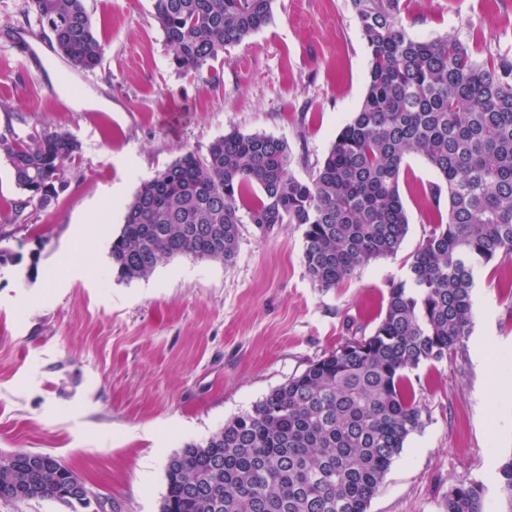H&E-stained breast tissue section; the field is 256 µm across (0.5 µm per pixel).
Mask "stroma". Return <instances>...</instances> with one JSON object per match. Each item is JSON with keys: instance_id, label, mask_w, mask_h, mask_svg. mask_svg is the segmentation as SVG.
Wrapping results in <instances>:
<instances>
[{"instance_id": "35a3bbf8", "label": "stroma", "mask_w": 512, "mask_h": 512, "mask_svg": "<svg viewBox=\"0 0 512 512\" xmlns=\"http://www.w3.org/2000/svg\"><path fill=\"white\" fill-rule=\"evenodd\" d=\"M85 3L102 47L95 71L48 54L32 73L0 36V132L65 129L82 144L67 189L22 226L0 156V249L14 257L0 266V456L51 455L104 512H159L170 456L372 334L437 218L427 189L438 176L407 158L399 251L329 290L308 277L296 224L241 225L228 264L175 258L122 280L109 249L143 181L232 131L287 140L292 174L307 178L362 103L368 53L350 0H274L270 22L220 55L214 83L174 69L153 0ZM404 24L422 40L455 34L481 60L512 49V0H412ZM66 92L112 107H71ZM472 308L463 347L410 372L423 424L368 512H443L453 485H493L512 456V259L475 269ZM487 333L497 343L486 355Z\"/></svg>"}]
</instances>
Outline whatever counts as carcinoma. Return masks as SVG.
I'll return each instance as SVG.
<instances>
[{
  "mask_svg": "<svg viewBox=\"0 0 512 512\" xmlns=\"http://www.w3.org/2000/svg\"><path fill=\"white\" fill-rule=\"evenodd\" d=\"M273 0H153L175 69L216 78L213 62L271 18ZM368 50L361 106L307 179L291 174V149L270 135L230 132L206 152L188 151L143 182L113 237L120 279L149 276L178 257L229 263L240 224H298L303 262L319 288L395 255L408 230L400 192L405 161L423 157L438 173L432 196L446 215L391 285L369 336L345 339L200 444L166 465L160 512H367L422 411L406 371L441 362L473 326V272L512 257V53L479 62L455 35L420 40L404 24V0H350ZM40 32L73 70L101 60L84 0H31ZM81 152L66 130L27 138L0 133L22 195L12 222L46 208L67 187ZM262 195H254V187ZM77 477L54 462L44 472L0 467V499L50 498L77 512L66 493ZM495 491L512 512V457ZM486 486L453 485L444 512H485Z\"/></svg>",
  "mask_w": 512,
  "mask_h": 512,
  "instance_id": "obj_1",
  "label": "carcinoma"
}]
</instances>
